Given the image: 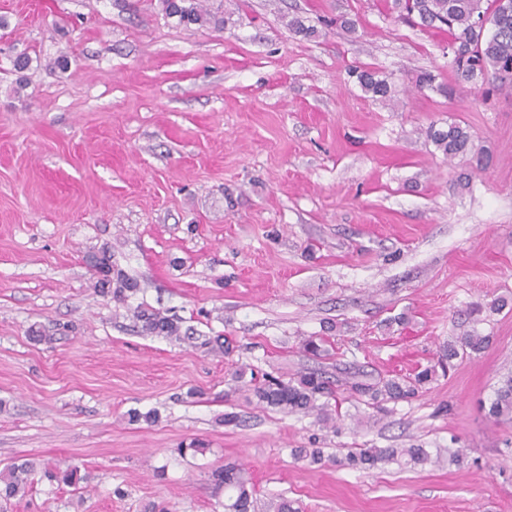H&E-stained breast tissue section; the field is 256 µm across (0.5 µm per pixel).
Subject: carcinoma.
<instances>
[{"label":"carcinoma","mask_w":512,"mask_h":512,"mask_svg":"<svg viewBox=\"0 0 512 512\" xmlns=\"http://www.w3.org/2000/svg\"><path fill=\"white\" fill-rule=\"evenodd\" d=\"M163 11L169 17H177L183 23L204 25L212 21V15L199 7L196 0H160ZM395 7L416 16L419 25L425 28L448 27L451 52V66L461 82L487 84L498 91L512 92V0H395ZM480 9L491 25V35H485L483 28L475 25L473 13ZM358 81L365 92L373 97L386 100L394 96L395 90L387 78L378 72L365 69L358 73ZM436 77L429 71L416 76L415 86L419 89L434 88L452 99L460 85H435ZM430 140L444 154L454 158L471 150L470 135L458 125L450 124L448 129L430 126L427 131ZM117 287H112V283ZM98 286L104 294H113L118 301H126L127 293H134L137 285L116 271V280L100 278ZM133 316L141 323L142 331L163 334L168 338L189 343L194 347L206 348L210 352L228 355L230 342L222 336H193L182 331L181 320L165 316L154 309L137 306ZM490 343V337L466 330L459 340L443 347L438 366L460 357L483 352ZM304 352L314 358L328 355L326 340L311 336L302 343ZM435 367H428L412 377H389L375 383L355 381L349 385L350 396L365 398V405L378 408L383 403L408 402L418 395L423 384L431 380ZM247 391L258 403L284 413L316 416L321 425H328L331 415L328 412L329 400L340 401L334 390L330 376L318 369L305 372L294 381L284 382L268 373L261 375L251 372L245 384ZM327 401L320 402L321 398ZM512 415V374L504 377L495 392L488 408V415L499 418ZM447 460L448 465H459L464 460L462 450H431L420 446L411 448H361L349 452L339 460L342 466L370 470L381 463H396L400 466L416 468ZM49 483H63L76 486L85 480L79 467L69 465L62 469L49 463L37 464L31 460L14 461L0 470V503H8L18 496H24L35 483V476ZM215 480L233 491L224 503V512H255V488L248 486L242 471L236 466H227L215 472Z\"/></svg>","instance_id":"cac0c4a2"}]
</instances>
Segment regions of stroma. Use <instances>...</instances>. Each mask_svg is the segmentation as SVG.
Instances as JSON below:
<instances>
[{
    "instance_id": "obj_1",
    "label": "stroma",
    "mask_w": 512,
    "mask_h": 512,
    "mask_svg": "<svg viewBox=\"0 0 512 512\" xmlns=\"http://www.w3.org/2000/svg\"><path fill=\"white\" fill-rule=\"evenodd\" d=\"M199 2L220 23L179 22L158 0H0V468L89 476L80 494L35 483L6 512H224L214 473L228 465L260 512L283 498L293 512H512V422L485 410L512 370V93L415 89L423 71L455 82L448 35L393 0ZM365 68L392 100L362 89ZM451 123L471 153L428 140ZM104 246L137 284L127 301L96 286L87 257ZM141 303L227 336L232 355L143 332ZM472 327L485 352L411 401L343 404L333 430L232 379L405 375ZM310 336L339 357L308 358ZM132 409L158 419L129 423ZM312 442L333 464L291 458ZM413 444L467 461L336 464ZM357 78L361 87L365 92L372 94V97L386 100L394 96L395 90L392 88L387 78L379 77L378 72L374 70H362L358 73Z\"/></svg>"
}]
</instances>
